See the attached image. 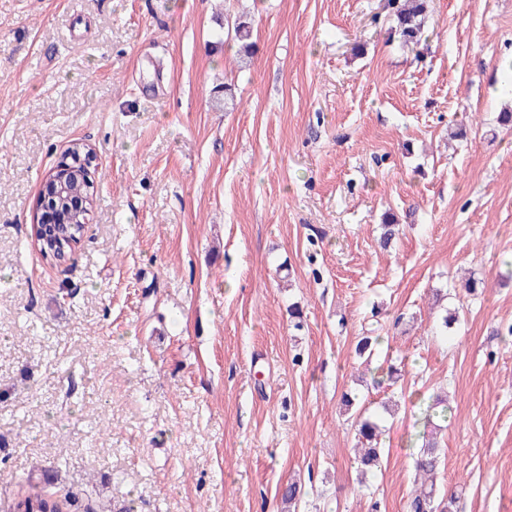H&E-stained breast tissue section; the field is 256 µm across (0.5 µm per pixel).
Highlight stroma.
Here are the masks:
<instances>
[{"instance_id":"35a3bbf8","label":"stroma","mask_w":512,"mask_h":512,"mask_svg":"<svg viewBox=\"0 0 512 512\" xmlns=\"http://www.w3.org/2000/svg\"><path fill=\"white\" fill-rule=\"evenodd\" d=\"M389 28L388 0H0V512L43 483L280 512L292 478L298 512H407L438 394V488L512 512V0H431L414 50ZM75 141L95 192L50 262ZM346 392L398 404L363 482ZM63 168L64 167L62 166L57 171L55 170L53 174L59 170H63ZM51 175H49V177ZM49 177L42 182L40 187L41 206L44 209V215L41 219V223L46 227L56 223L55 206L54 203L51 202V199L55 197H66L63 194L64 192H60V190H58V186L56 184L51 188L54 195H48L47 183ZM56 177L67 184V187L71 190V195L73 196L89 198L93 195L94 184L92 180L89 182L85 177H76L74 173L70 171L58 172ZM85 218L86 211L71 210L65 207L60 208L58 211L59 223L55 224L56 234L48 238L37 240L43 257L46 259L59 260L60 258H63L66 253H70L73 246H71V244L77 243L83 236L85 230ZM42 224H36L34 227L41 228ZM63 247L65 248L64 253Z\"/></svg>"}]
</instances>
